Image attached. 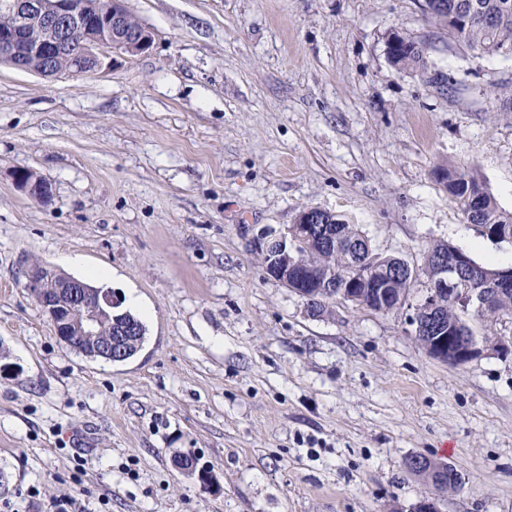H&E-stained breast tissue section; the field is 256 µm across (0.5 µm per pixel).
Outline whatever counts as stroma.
<instances>
[{"label": "stroma", "mask_w": 512, "mask_h": 512, "mask_svg": "<svg viewBox=\"0 0 512 512\" xmlns=\"http://www.w3.org/2000/svg\"><path fill=\"white\" fill-rule=\"evenodd\" d=\"M423 4L128 0L146 53L61 77L0 65V512H408L433 493L415 455L464 478L442 512H512V353L451 366L408 311L312 315L255 248L312 207L417 266L437 241L512 265L434 175L476 169L512 210V59L467 55ZM395 33L430 73L391 64ZM37 263L138 296L141 351L61 342ZM17 186L37 201H45L51 196V183L33 171L14 173Z\"/></svg>", "instance_id": "stroma-1"}]
</instances>
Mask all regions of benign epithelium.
Wrapping results in <instances>:
<instances>
[{"label": "benign epithelium", "instance_id": "7a95c632", "mask_svg": "<svg viewBox=\"0 0 512 512\" xmlns=\"http://www.w3.org/2000/svg\"><path fill=\"white\" fill-rule=\"evenodd\" d=\"M7 8L14 17L11 31L0 32V61L20 71L34 72L42 76H57L53 61L68 53V34L74 28L85 27V18L90 14L102 19L103 26L88 31L80 46L77 66L89 64L93 72L101 66V56L110 52L115 55H137L147 51L152 43L150 30L134 20L126 6V0H9ZM34 28L39 35L21 40L20 33ZM17 186L37 201L51 196V183L33 171L14 173ZM324 248L344 245L350 249L358 247L355 241L342 242L336 235L327 232L321 210L305 208L296 216L295 222L279 234L261 233L256 237L255 247L267 258V275L278 280L295 294L305 299L308 311L313 315L324 312L326 304L321 296L302 289L303 275L299 269L308 266L307 254L302 252L312 244ZM371 270L357 271L354 276L342 279L338 299L354 306H361L363 295L355 289H377L380 305L377 311L387 312L385 292L387 284L380 280L388 275L380 255L371 256ZM472 266L466 255H456L448 262V255H440L433 266L424 269L419 266L402 265V271L416 285L426 277V292L413 303L404 298L400 303L413 310L410 321L419 328L420 320L430 319L446 298L465 318L480 314L489 304V295L482 288L471 286L464 270ZM27 285L40 289L37 303L43 315L52 324L55 336L70 340L78 336L88 348L106 359H112L123 352L128 333L121 330L100 336L104 324H112L113 313L120 305V297L108 289H101L92 297L86 296L87 285L79 280L58 272L48 265L35 266L27 272ZM507 346L489 345L484 340L469 343L450 344L442 339L429 346L425 353L452 366H462L476 357L490 351H504Z\"/></svg>", "mask_w": 512, "mask_h": 512}]
</instances>
